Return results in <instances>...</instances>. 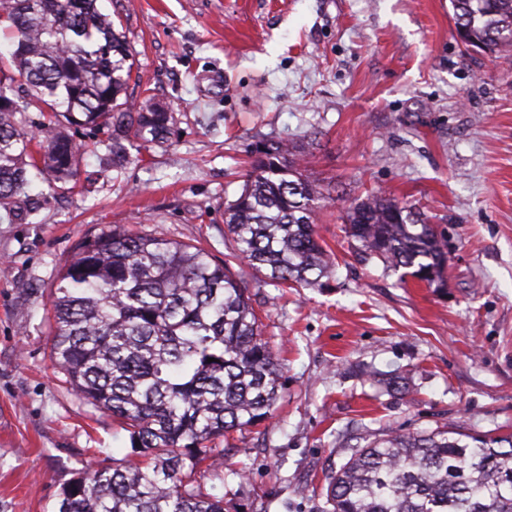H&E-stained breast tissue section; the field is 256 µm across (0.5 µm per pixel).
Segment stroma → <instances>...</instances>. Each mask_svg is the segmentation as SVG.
<instances>
[{
	"label": "stroma",
	"mask_w": 512,
	"mask_h": 512,
	"mask_svg": "<svg viewBox=\"0 0 512 512\" xmlns=\"http://www.w3.org/2000/svg\"><path fill=\"white\" fill-rule=\"evenodd\" d=\"M135 54L129 93L172 108L165 144L112 165L111 129L74 191L31 173L0 223V512H52L85 465L133 458L51 355V295L78 246L143 230L233 259L224 205L268 140L305 144L330 183L319 288L252 277L285 382L272 419L200 473L224 512H325L328 478L391 430L512 435V51L465 49L449 0H97ZM381 192L424 213L448 263L402 277L348 239L344 209ZM405 395L387 390L390 377Z\"/></svg>",
	"instance_id": "stroma-1"
}]
</instances>
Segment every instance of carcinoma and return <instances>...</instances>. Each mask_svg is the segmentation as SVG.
<instances>
[{"label":"carcinoma","instance_id":"obj_1","mask_svg":"<svg viewBox=\"0 0 512 512\" xmlns=\"http://www.w3.org/2000/svg\"><path fill=\"white\" fill-rule=\"evenodd\" d=\"M3 0L13 51L0 68V209L10 213L28 171L78 183L87 145L70 128L112 125V164L124 141L166 142L173 111L128 93L133 51L96 0ZM465 46L512 50V0H450ZM47 121L40 135L25 114ZM302 146L271 140L239 196L224 206L238 255L277 284L314 288L333 266L317 216L329 191L311 180ZM348 238L365 257L431 280L445 246L419 212L369 193L346 210ZM52 357L78 399L130 433L137 461L86 467L63 487L56 512H224L195 484L224 479L219 444L271 418L282 396L279 363L262 338L248 288L200 247L145 232L103 230L83 243L51 300ZM213 362H207V359ZM326 512H512V437L446 431L385 434L329 477Z\"/></svg>","mask_w":512,"mask_h":512}]
</instances>
